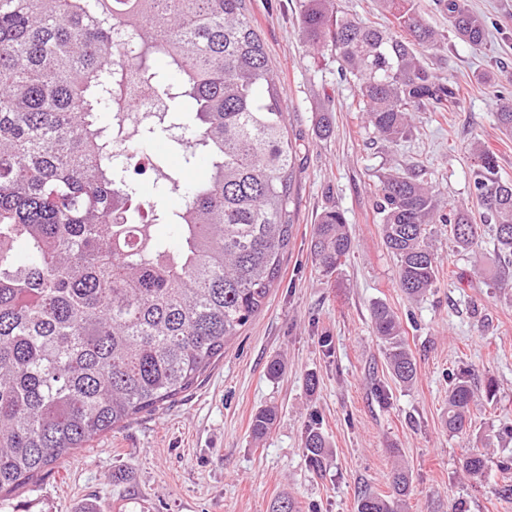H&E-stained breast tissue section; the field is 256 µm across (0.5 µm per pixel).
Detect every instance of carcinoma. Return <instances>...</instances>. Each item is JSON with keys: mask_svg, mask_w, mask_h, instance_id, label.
<instances>
[{"mask_svg": "<svg viewBox=\"0 0 512 512\" xmlns=\"http://www.w3.org/2000/svg\"><path fill=\"white\" fill-rule=\"evenodd\" d=\"M397 26L369 25L337 0H300L299 25L314 48L331 46L353 79L358 111L395 144L422 106L454 98L425 65L444 36L415 0H377ZM456 36L486 37L465 0H438ZM164 101L161 113L129 128L112 110L129 80ZM512 135V100L495 113ZM164 139L185 161L207 160L205 177L181 181L155 158L149 185L139 147ZM297 145L285 123L279 82L246 0H0V506L37 485L65 457L191 390L224 348L262 310L281 276L293 227ZM472 194L480 220L512 257V182L493 152H472ZM172 194L183 197L177 209ZM149 196L150 222L126 203ZM383 242L411 300L437 282L429 226L448 224L462 249L482 225L442 213L436 188L413 173L381 181L376 204ZM180 237L171 249L154 227ZM353 243L340 210L322 213L312 247L327 273ZM395 380L417 368L395 313L371 307ZM478 386L469 374L448 388V431L472 423ZM278 410L259 409L252 437L264 439ZM303 448L318 468L328 441L307 428ZM480 452L461 459L485 477ZM411 482L395 463L388 496L366 493L357 512H400Z\"/></svg>", "mask_w": 512, "mask_h": 512, "instance_id": "carcinoma-1", "label": "carcinoma"}]
</instances>
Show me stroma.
<instances>
[{"label":"stroma","instance_id":"stroma-1","mask_svg":"<svg viewBox=\"0 0 512 512\" xmlns=\"http://www.w3.org/2000/svg\"><path fill=\"white\" fill-rule=\"evenodd\" d=\"M284 100L286 123L300 152L296 207L283 275L262 311L224 350L198 385L157 412L102 436L60 461L52 475L17 498V512H270L281 495L300 512H357L359 492L385 493L398 449L411 473L405 512H512V470L491 468L473 484L460 458L479 450L512 456L501 435L512 425V272L484 231L478 247H454L450 227L429 239L439 261L436 288L407 300L381 235L374 189L385 173L409 169L438 189L447 210L478 214L470 190L473 144L497 157L512 180V136L495 121L499 95L512 96V0H467L486 23L474 47L456 37L426 62L457 86L456 102L414 113L398 145L383 141L356 110V88L342 77L330 48L312 49L299 30V0H246ZM331 115L319 138L320 113ZM340 209L353 249L327 276L311 253L313 229ZM398 316L417 367L415 383L398 385L384 365L370 318L374 302ZM285 364L270 379L272 358ZM318 379L316 391L305 384ZM468 373L497 385L481 401L467 433L448 432L444 413L452 378ZM274 404L278 421L261 443L251 438L258 408ZM320 427L330 454L321 471L305 458L308 425Z\"/></svg>","mask_w":512,"mask_h":512}]
</instances>
